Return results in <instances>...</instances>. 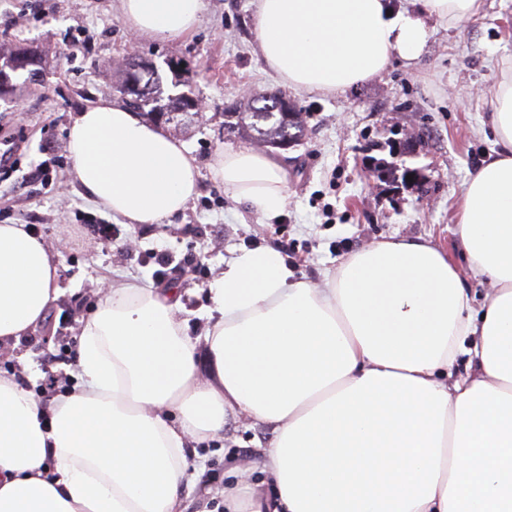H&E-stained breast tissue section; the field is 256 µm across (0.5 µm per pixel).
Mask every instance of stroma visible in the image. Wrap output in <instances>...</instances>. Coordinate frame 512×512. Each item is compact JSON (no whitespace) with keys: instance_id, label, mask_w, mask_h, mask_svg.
<instances>
[{"instance_id":"stroma-1","label":"stroma","mask_w":512,"mask_h":512,"mask_svg":"<svg viewBox=\"0 0 512 512\" xmlns=\"http://www.w3.org/2000/svg\"><path fill=\"white\" fill-rule=\"evenodd\" d=\"M77 52H68L72 42ZM40 52L44 83L17 85L0 98V143L12 144V166L0 168V224H26L58 253L61 294L44 323L20 347L0 346V377L34 392L42 404L77 375L80 319L109 283L179 286L188 335L211 327L209 287L225 259L242 248L280 252L296 277L322 287L351 254L390 239H422L458 257L457 208L471 175L491 153L489 114L501 71L512 64V0H484L482 10L436 26L421 57L396 64L344 93L288 87L258 52L253 0H203L197 29L174 41L129 27L120 0H0V45ZM151 62L164 94L192 92L202 112L163 129L199 166L198 194L156 224H128L94 206L72 178L68 130L76 114L100 100L123 103L115 66ZM286 93L305 114L295 146L279 150L287 202L267 219L233 200L212 166L227 149L251 147L230 133L227 111L254 96ZM413 151L392 154L399 136ZM42 167L43 181L28 174ZM419 169L406 184L392 169ZM166 251L178 271L157 278L153 256ZM271 427L241 417L196 444V471L183 488L187 512H224L232 480L267 492L261 450Z\"/></svg>"}]
</instances>
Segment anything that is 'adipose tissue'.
Returning <instances> with one entry per match:
<instances>
[{"label":"adipose tissue","mask_w":512,"mask_h":512,"mask_svg":"<svg viewBox=\"0 0 512 512\" xmlns=\"http://www.w3.org/2000/svg\"><path fill=\"white\" fill-rule=\"evenodd\" d=\"M202 6L121 0L131 28L162 39L193 31ZM481 6L256 0L257 38L288 86L343 92L418 59L431 22ZM492 106L499 150L462 192L460 261L426 241H385L315 288L276 250H243L210 285L216 320L201 340L177 319L179 289H104L81 322L72 390L46 407L0 378V512H183L189 446L230 414L275 437L261 459L270 496L236 483L226 512H512V69ZM68 149L84 198L127 223H158L196 194L189 152L122 105L78 112ZM212 171L263 216L283 211L273 156L229 150ZM58 265L27 225L0 224V345L44 322ZM467 272L494 286L477 308ZM461 354L471 372L458 378Z\"/></svg>","instance_id":"1"}]
</instances>
